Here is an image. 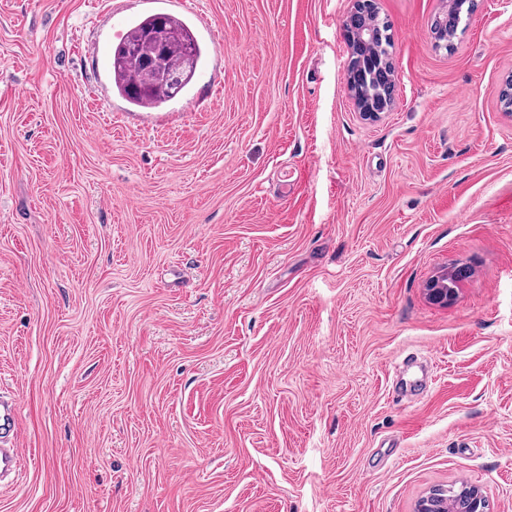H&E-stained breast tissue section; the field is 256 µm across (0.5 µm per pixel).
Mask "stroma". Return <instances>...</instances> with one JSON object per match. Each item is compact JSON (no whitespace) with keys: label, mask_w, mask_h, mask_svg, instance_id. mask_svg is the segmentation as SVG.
I'll return each instance as SVG.
<instances>
[{"label":"stroma","mask_w":512,"mask_h":512,"mask_svg":"<svg viewBox=\"0 0 512 512\" xmlns=\"http://www.w3.org/2000/svg\"><path fill=\"white\" fill-rule=\"evenodd\" d=\"M447 4L376 0L369 123L352 0H0V512H512V0L443 49ZM154 13L202 57L143 126L107 63ZM367 12H373V0H353L352 10L344 22V32L349 48L348 63L345 71L344 81L350 92L358 114L362 120L377 121L381 118L382 114L389 112L395 102V75L394 71L388 74L385 67L382 70L388 75V83L385 92H381L378 101L365 102L364 97H361V73L357 67L358 60L362 58L361 54L370 45L374 32L370 27L363 26L361 16ZM448 276V272L441 271L433 275L425 284V292L429 300L440 306H447L448 302L453 299L456 294L457 288L448 291V288H442L441 284ZM17 427V407L14 401H0V439L5 446ZM454 511V512H488L489 511V499L485 491L477 486H470L462 499L456 502L453 506L431 503V496L427 495L423 497L417 506L418 512H430V511Z\"/></svg>","instance_id":"35a3bbf8"}]
</instances>
